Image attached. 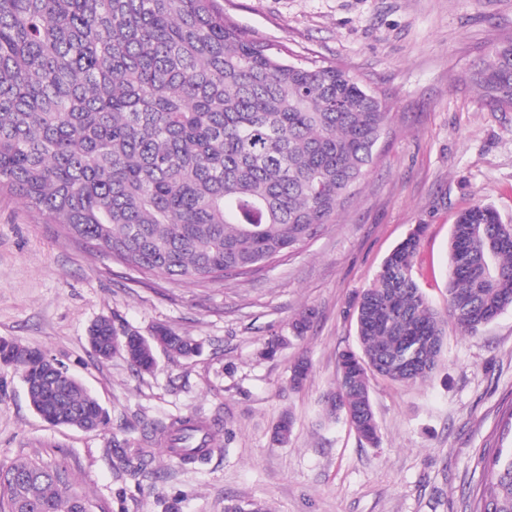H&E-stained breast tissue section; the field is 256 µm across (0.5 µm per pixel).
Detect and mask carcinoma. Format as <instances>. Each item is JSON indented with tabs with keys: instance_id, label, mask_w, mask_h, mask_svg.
I'll use <instances>...</instances> for the list:
<instances>
[{
	"instance_id": "cac0c4a2",
	"label": "carcinoma",
	"mask_w": 512,
	"mask_h": 512,
	"mask_svg": "<svg viewBox=\"0 0 512 512\" xmlns=\"http://www.w3.org/2000/svg\"><path fill=\"white\" fill-rule=\"evenodd\" d=\"M496 105L512 108V41L472 73ZM389 120L385 100L336 64L295 63L249 38L217 0H0V191L144 278L201 283L248 279L333 224L376 163ZM419 235L384 260L350 304L360 351L337 359L336 386L321 400L379 441L369 374L397 383L428 379L454 321L474 335L512 307V224L475 204L449 243L446 311L413 277ZM134 334L128 362L157 366L159 350L191 358L201 346L163 327ZM112 323L89 329L95 355L123 346ZM31 381L30 401L57 425L108 424L97 399L48 357L7 341ZM219 423V420H214ZM212 423V424H214ZM212 424L195 415L143 430L176 462L207 463ZM137 472L144 448L123 451ZM487 479L469 512H512V448H486ZM30 475L22 487L9 474ZM8 512H87L62 468L25 460L0 465ZM224 512H265L232 500Z\"/></svg>"
}]
</instances>
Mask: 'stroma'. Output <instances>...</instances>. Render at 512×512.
I'll return each instance as SVG.
<instances>
[{
  "instance_id": "1",
  "label": "stroma",
  "mask_w": 512,
  "mask_h": 512,
  "mask_svg": "<svg viewBox=\"0 0 512 512\" xmlns=\"http://www.w3.org/2000/svg\"><path fill=\"white\" fill-rule=\"evenodd\" d=\"M246 34L293 62H336L387 100L391 122L376 165L305 246L246 281L201 285L142 278L62 232L16 196L0 194V338L38 347L97 397L108 424L53 427L33 410L18 373L0 367V463L61 465L89 512H224L227 500L268 512H466L483 449L512 446V308L473 336L446 328L447 349L423 382L375 375L380 441L322 418L341 351L357 350L349 305L416 225L426 230L413 275L430 304L447 305L449 238L458 215L492 205L512 224V109L494 105L471 75L512 38V0H218ZM315 317L303 337L292 323ZM118 332L159 326L201 344L190 359L158 353L149 373L123 354L97 357L96 320ZM281 346L275 356L271 338ZM307 357L301 389L291 367ZM221 419L199 469L152 447L132 476L119 444L179 415ZM292 417L285 445L274 426Z\"/></svg>"
}]
</instances>
